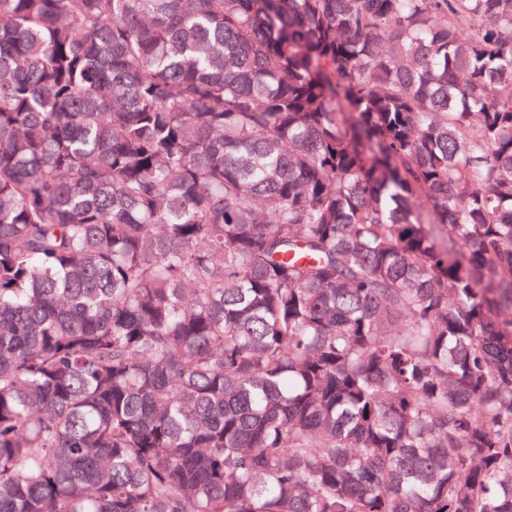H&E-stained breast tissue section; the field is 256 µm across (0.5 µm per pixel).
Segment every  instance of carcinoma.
Instances as JSON below:
<instances>
[{
  "label": "carcinoma",
  "mask_w": 512,
  "mask_h": 512,
  "mask_svg": "<svg viewBox=\"0 0 512 512\" xmlns=\"http://www.w3.org/2000/svg\"><path fill=\"white\" fill-rule=\"evenodd\" d=\"M0 512H512V0H0Z\"/></svg>",
  "instance_id": "carcinoma-1"
}]
</instances>
